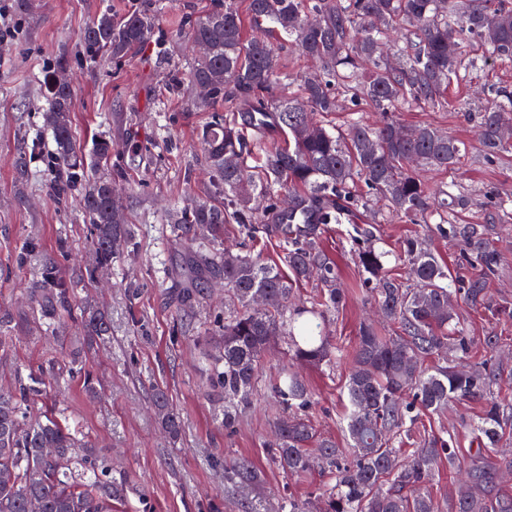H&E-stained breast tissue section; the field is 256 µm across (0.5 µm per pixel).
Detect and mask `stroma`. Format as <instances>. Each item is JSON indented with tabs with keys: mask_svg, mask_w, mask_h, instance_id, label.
Masks as SVG:
<instances>
[{
	"mask_svg": "<svg viewBox=\"0 0 512 512\" xmlns=\"http://www.w3.org/2000/svg\"><path fill=\"white\" fill-rule=\"evenodd\" d=\"M0 0V316H13L11 339L0 344V388L14 385L19 374L54 362L42 406L60 412L86 440L107 455L112 475L124 486L113 512H238L237 494L224 483V463L245 458L260 472L253 500L276 512L284 488L298 498L322 486L318 473L289 477L270 460L266 446L279 408L271 385L287 364L284 341H277L260 361V385L251 406L234 430H225L224 399L206 378L204 359L212 353L220 329L215 315L224 311V286L209 287L192 307L177 297L185 251L167 222L172 207L205 197L210 173L198 133L210 113L192 107L188 93L168 89L173 72L188 75L198 50L186 20L198 16L210 0H153L155 30L167 36L165 46L147 42L115 60L105 52L87 56L78 38L103 11L120 16L135 0ZM67 56L75 94L71 106L76 150L90 155L97 137H110L114 150L108 170L124 175L120 195L137 246L125 252L94 284H80L77 305L103 309L111 324L109 339L88 342L78 323L61 317L52 333L23 327L29 311L27 288L38 276L41 259L54 253L59 238L69 245L68 267L91 263L90 226L77 198L57 200L49 192L50 160L55 151L44 122L48 103L43 79L58 56ZM497 86L512 88V58L476 67L466 80L451 83L442 104L402 109L406 125L430 124L463 140L468 154L451 173L432 171L430 183H451L464 195L465 224H490V239L505 260L487 281L489 293L512 303V220H491L485 195L490 189L512 193V151L493 165L479 154L475 130L456 103L480 110L493 100ZM39 142L41 154L18 176L19 155ZM352 225H328L324 248L335 260L340 286L347 293L339 312L329 315L327 330L343 349L334 371L304 365L312 405L306 414L318 438L348 445L342 429L348 405L344 385L351 369L359 324L371 317L374 302L349 252ZM375 245L395 249L406 235L425 237L439 261L455 266L458 244L434 232L429 224L398 220L375 225ZM34 253L24 254L26 243ZM458 316L475 345L469 361L485 358L481 340L498 337L499 358L512 372V318L459 306ZM78 350L83 367L98 384L89 398L70 370V352ZM165 389L182 421V433L169 438L159 427L152 404L154 387ZM481 410L477 401L449 405L447 413L428 417L433 431L447 429L455 447L472 445L470 426Z\"/></svg>",
	"mask_w": 512,
	"mask_h": 512,
	"instance_id": "1",
	"label": "stroma"
}]
</instances>
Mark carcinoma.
Segmentation results:
<instances>
[{"label": "carcinoma", "instance_id": "cac0c4a2", "mask_svg": "<svg viewBox=\"0 0 512 512\" xmlns=\"http://www.w3.org/2000/svg\"><path fill=\"white\" fill-rule=\"evenodd\" d=\"M188 24L202 50L189 80L194 105L206 110L222 103L233 113L214 114L201 130L214 194L171 209L168 223L189 248L185 266L192 287L179 290L181 302H198L214 280L224 281L230 299L218 352L208 358L209 381L224 394V428H233L251 406L261 356L275 340L287 339L289 360L328 371L343 355L325 330L327 315L344 305L346 293L320 246L322 226L353 223L357 205L371 224L385 214L433 224L438 234L460 242L458 262L475 273L452 275L424 239L407 237L400 243V260L411 276L406 285L386 267L389 252L375 248L371 231L358 228L350 237V252L389 333L371 323L359 326L345 385L349 453L326 441L310 453L314 429L304 411L311 392L290 368L271 387L282 415L267 453L289 476L316 468L329 476L321 512H512V496L491 493L499 474L512 470V456L499 450L503 438L512 437V404L498 399L504 369L493 355L463 364L473 340L458 325L453 303L512 316V308L486 288L502 255L489 243L486 225L456 222L465 199L423 176L457 169L466 143L429 125L400 137L405 126L395 117L400 106L441 102L451 82L474 65L459 51L448 55V45L474 42L485 63L512 57V0H214ZM154 33V15L142 4L120 18L104 11L79 42L88 55L105 51L121 59ZM269 33L318 65L296 77L297 98L274 94L288 74ZM44 85L50 101L45 125L56 144L51 190L59 198L77 195L92 226L93 250L92 264L78 273L52 256L42 258L30 289L32 314L39 328L51 332L73 309L74 282L90 281L112 265L120 248L133 244V233L114 193L123 175L101 172L112 138H98L88 158L74 150L66 60L46 73ZM341 93L366 102L382 120L375 126L361 117L329 124ZM467 117L483 158L507 152L501 130L512 122L511 90H497L494 103ZM268 125L286 135L285 146L248 139L246 130ZM256 151L262 157L254 171L249 159ZM226 224L243 225L252 239L259 232L276 238L288 271L224 245ZM313 277L321 284L317 297L296 298L297 286ZM81 318L88 336L111 333L105 313L84 308ZM44 375L42 367L31 369L18 388L0 389V471L12 474L11 482L0 481V512H29L32 500L41 512H112L122 488L112 480L108 460L87 443L81 469H75L78 429L55 413L32 414L46 394ZM152 399L161 428L178 437L181 420L166 393L157 388ZM462 399L483 404L472 425L477 447L464 451L442 433L421 435L425 416ZM44 448L57 449L63 465H52ZM445 460L448 472H465L468 484L441 503L429 486ZM256 482L249 460L224 461V483L245 491Z\"/></svg>", "mask_w": 512, "mask_h": 512}]
</instances>
